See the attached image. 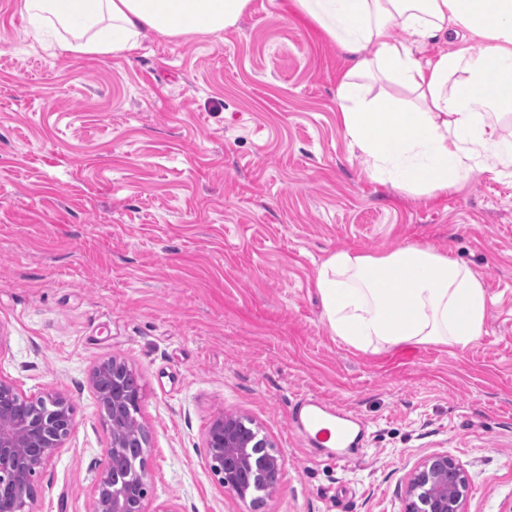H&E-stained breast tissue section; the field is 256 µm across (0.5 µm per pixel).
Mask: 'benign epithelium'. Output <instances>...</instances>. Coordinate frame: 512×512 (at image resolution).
Here are the masks:
<instances>
[{
	"mask_svg": "<svg viewBox=\"0 0 512 512\" xmlns=\"http://www.w3.org/2000/svg\"><path fill=\"white\" fill-rule=\"evenodd\" d=\"M126 363L112 358L92 373L98 387L106 375L120 386L119 372ZM140 393L112 400V412H103L110 426L106 448L107 467L94 480L90 512H146L144 502L151 476L144 453L131 455L129 439L114 425L135 411ZM73 407L59 395L29 398L0 377V512H34V482L46 470L74 429ZM210 470L223 486H231L238 497L261 498L273 488L265 483L271 469H282L283 460L274 442L253 421L226 415L210 426L205 442ZM471 482L457 460L447 454L425 457L410 473L404 512H464Z\"/></svg>",
	"mask_w": 512,
	"mask_h": 512,
	"instance_id": "benign-epithelium-1",
	"label": "benign epithelium"
}]
</instances>
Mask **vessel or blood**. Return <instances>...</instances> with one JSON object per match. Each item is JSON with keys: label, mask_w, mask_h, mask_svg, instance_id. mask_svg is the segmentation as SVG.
I'll return each mask as SVG.
<instances>
[{"label": "vessel or blood", "mask_w": 512, "mask_h": 512, "mask_svg": "<svg viewBox=\"0 0 512 512\" xmlns=\"http://www.w3.org/2000/svg\"><path fill=\"white\" fill-rule=\"evenodd\" d=\"M292 424L301 436L315 446L337 447L338 458L359 455L361 441L353 434L355 420L318 399H300L291 414Z\"/></svg>", "instance_id": "vessel-or-blood-1"}]
</instances>
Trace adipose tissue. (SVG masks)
I'll list each match as a JSON object with an SVG mask.
<instances>
[{
  "instance_id": "1",
  "label": "adipose tissue",
  "mask_w": 512,
  "mask_h": 512,
  "mask_svg": "<svg viewBox=\"0 0 512 512\" xmlns=\"http://www.w3.org/2000/svg\"><path fill=\"white\" fill-rule=\"evenodd\" d=\"M250 0H22L33 27L60 52L135 50L143 32L220 41ZM336 42L348 67L340 120L366 174L415 195L457 189L494 156L512 166V0H294ZM406 39L395 38L393 27ZM456 37L428 53L431 40ZM316 288L333 335L366 349L446 344L480 336L488 298L480 276L451 255L410 244L371 256L331 254Z\"/></svg>"
}]
</instances>
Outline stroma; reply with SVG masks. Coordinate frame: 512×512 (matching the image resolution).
<instances>
[{
    "label": "stroma",
    "mask_w": 512,
    "mask_h": 512,
    "mask_svg": "<svg viewBox=\"0 0 512 512\" xmlns=\"http://www.w3.org/2000/svg\"><path fill=\"white\" fill-rule=\"evenodd\" d=\"M345 68L293 0H250L217 43L148 34L118 56L53 53L0 0V376L68 398L76 422L35 512H90L109 443L91 374L114 356L143 385L146 512H402L437 453L470 477L465 512H512V168L486 157L433 196L372 181L338 120ZM412 243L481 277L482 335L375 351L333 336L320 263ZM301 396L364 421L362 455L302 446ZM223 413L283 455L262 508L205 461Z\"/></svg>",
    "instance_id": "stroma-1"
}]
</instances>
